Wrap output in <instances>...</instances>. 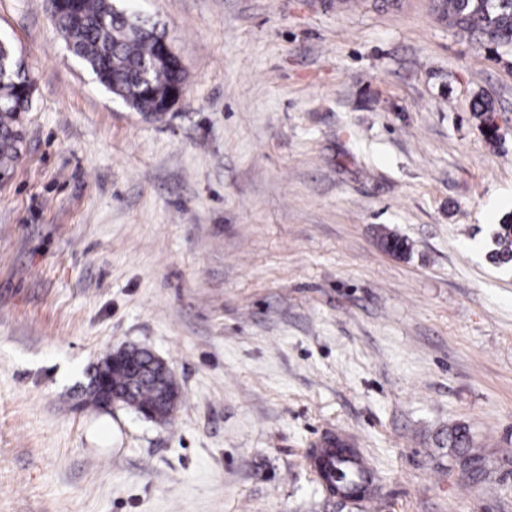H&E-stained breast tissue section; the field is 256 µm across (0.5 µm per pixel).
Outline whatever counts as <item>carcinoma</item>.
Instances as JSON below:
<instances>
[{"label":"carcinoma","instance_id":"obj_1","mask_svg":"<svg viewBox=\"0 0 512 512\" xmlns=\"http://www.w3.org/2000/svg\"><path fill=\"white\" fill-rule=\"evenodd\" d=\"M436 10L459 33L475 41L512 45V0H437ZM125 7L117 0H55L52 20L67 50L90 72L94 81L133 112L159 115L174 95L185 91L184 68L176 59L161 57L165 37L158 23L145 17L140 24L127 21ZM33 83L27 70L15 63L10 42L0 46V172H7L19 158L23 141V114L29 111ZM489 139L496 136L495 109L491 102L476 103ZM495 248L490 259L499 265L512 263V212L499 219L493 235ZM115 396L123 406L142 413L157 414L159 422L172 420L174 407L157 403L152 385L130 380L116 369L110 376ZM446 448L456 463L473 478L485 472V457L471 445L469 428L456 425L446 438ZM318 461L336 458V463L353 459L358 449L337 437L323 440L314 449ZM325 490L342 500H361L373 490L371 476L348 483L347 474L322 468Z\"/></svg>","mask_w":512,"mask_h":512}]
</instances>
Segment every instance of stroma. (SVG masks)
<instances>
[{
    "label": "stroma",
    "instance_id": "stroma-1",
    "mask_svg": "<svg viewBox=\"0 0 512 512\" xmlns=\"http://www.w3.org/2000/svg\"><path fill=\"white\" fill-rule=\"evenodd\" d=\"M136 3L186 73L159 119L93 82L49 0H0L35 87L0 178V512H512V267L486 256L512 48L433 0ZM129 344L172 370L171 424L86 404ZM460 423L482 480L438 446ZM330 434L374 504L309 470Z\"/></svg>",
    "mask_w": 512,
    "mask_h": 512
}]
</instances>
